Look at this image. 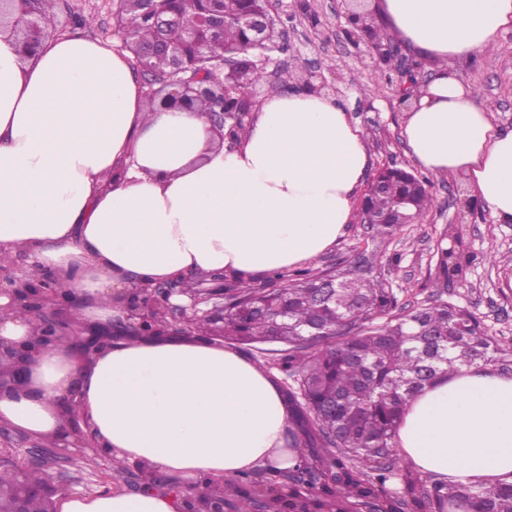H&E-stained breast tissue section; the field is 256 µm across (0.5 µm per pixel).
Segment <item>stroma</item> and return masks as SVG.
Segmentation results:
<instances>
[{"label":"stroma","mask_w":512,"mask_h":512,"mask_svg":"<svg viewBox=\"0 0 512 512\" xmlns=\"http://www.w3.org/2000/svg\"><path fill=\"white\" fill-rule=\"evenodd\" d=\"M308 4L316 23L297 13L277 26L282 49L267 64L266 80L252 86L253 95L264 98L299 79L325 86L363 132L373 168L410 167L400 137L405 109L397 103L394 85L379 76L366 47H355L348 40L345 0H308ZM90 13L95 16L90 35L119 40L112 0H66L65 7L52 15V28L58 33L80 31L79 17ZM453 67L474 87L479 103L493 112L500 128L512 131V29L501 33L497 48L481 60L457 61ZM427 180L433 206L424 223L403 226L381 246L385 278L401 306L455 304L475 313L488 336L512 338V224L493 223L481 202L462 192L461 178L431 174ZM369 242L366 226L352 219L336 244L309 261L308 267L332 268ZM441 244L455 247L465 257L460 271L445 279L437 265ZM49 474L65 494L92 495L127 491L136 470L86 447L71 449L69 459L50 468Z\"/></svg>","instance_id":"1"}]
</instances>
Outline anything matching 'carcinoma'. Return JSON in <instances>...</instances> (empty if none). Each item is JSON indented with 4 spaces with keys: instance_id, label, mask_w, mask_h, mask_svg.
Instances as JSON below:
<instances>
[{
    "instance_id": "cac0c4a2",
    "label": "carcinoma",
    "mask_w": 512,
    "mask_h": 512,
    "mask_svg": "<svg viewBox=\"0 0 512 512\" xmlns=\"http://www.w3.org/2000/svg\"><path fill=\"white\" fill-rule=\"evenodd\" d=\"M250 0H224L223 41L211 46L199 67L227 61L224 111L236 125L239 111L258 101L237 89L260 83L265 68L254 61L245 27ZM118 27L148 44L155 30L134 0H113ZM201 14L185 9L168 28L178 42ZM162 87L170 80L161 55L135 61ZM426 179L398 168L378 177L361 210L371 240H385L406 224H421L433 198ZM382 254L366 248L336 267L302 271L270 293L236 281L224 289V337L247 343H280L279 364L292 378L283 387L291 413L288 448L298 453L288 469L266 467L265 487H278L277 512H512V484L479 486L432 483L400 470L395 435L409 400L438 377L476 363H512V339L485 336L480 320L449 303L402 312L381 273ZM340 287L326 294L325 279ZM400 481L389 492L386 484ZM235 493V512H254L255 484L248 473L224 481Z\"/></svg>"
}]
</instances>
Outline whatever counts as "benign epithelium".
Returning a JSON list of instances; mask_svg holds the SVG:
<instances>
[{
    "instance_id": "7a95c632",
    "label": "benign epithelium",
    "mask_w": 512,
    "mask_h": 512,
    "mask_svg": "<svg viewBox=\"0 0 512 512\" xmlns=\"http://www.w3.org/2000/svg\"><path fill=\"white\" fill-rule=\"evenodd\" d=\"M145 11L154 27L162 32L173 13L174 5L181 0H144ZM353 7L348 10L347 20L352 25L349 30L351 38L361 39L368 46L371 57L381 60L390 58L399 70H414L411 59L401 55L396 45L384 48L373 46L368 33L354 26L356 16L362 11L363 0H351ZM24 9L22 0H0V28H8L16 36L19 52L25 50L27 22L22 17ZM275 19L268 7L253 12L246 18V26L251 33L252 44L260 46L267 42L268 33ZM222 25V17L215 14L204 18V24L189 29L184 33L183 41L173 45L164 37H159L151 47V53L167 55L172 68V78L167 84L166 95L177 102L187 99L211 98L224 96V65L211 66L210 73H196L185 67L184 56L189 49H203L214 37ZM396 96L399 105L411 107L418 95L417 83L414 81L397 82ZM132 293L146 295L145 301L128 310L125 320L120 322L118 330H112V323L89 325L75 320V300L62 297V289L55 278L40 284H34L21 276H15L0 289V294L10 296L17 306L18 313L32 318L42 330V339L33 337L25 342H8L0 338V362L12 366L16 373L0 376V392L16 389L25 385L22 369L33 351L66 348L82 363L93 359L100 349L112 341L114 333L135 338L148 336H168L178 333V327L194 320L207 319L219 321L224 319V290L198 291L190 295L188 306L172 302V298L184 294L182 282L175 280L147 288H136ZM205 304L208 309L199 308ZM162 312L169 318L168 325L153 323L156 312ZM64 417L74 420V430L61 438L59 447L39 445L31 448L5 446L0 448V464L27 471L58 464L63 459L62 450L72 445L97 447L88 429L81 427L79 417L74 410L64 412ZM169 484V478L157 473H142L133 479L132 488L139 492L147 486ZM61 488L54 484L34 485L20 482L11 492L10 512H27L30 498L43 499L48 505V512H56L55 496ZM231 494L224 491L223 484L212 483L196 489L186 496L187 505L183 512H231Z\"/></svg>"
}]
</instances>
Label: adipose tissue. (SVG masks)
Wrapping results in <instances>:
<instances>
[{
    "label": "adipose tissue",
    "mask_w": 512,
    "mask_h": 512,
    "mask_svg": "<svg viewBox=\"0 0 512 512\" xmlns=\"http://www.w3.org/2000/svg\"><path fill=\"white\" fill-rule=\"evenodd\" d=\"M383 11L397 39L440 62L401 125L409 159L461 177L494 223L512 224V131L447 67L497 47L512 0H383ZM371 165L328 95L269 94L229 149L205 112L149 108L113 42L62 34L24 59L0 32V255L26 252L27 279L59 276L82 298L79 320L111 321L143 284L303 265L343 236ZM29 376L28 391L0 396V422L50 444L68 405L113 458L202 485L296 462L278 384L228 346L120 336L84 367L41 352ZM397 446L442 480L512 483V376L475 364L438 378L407 403ZM185 496L73 494L59 512H181Z\"/></svg>",
    "instance_id": "adipose-tissue-1"
}]
</instances>
